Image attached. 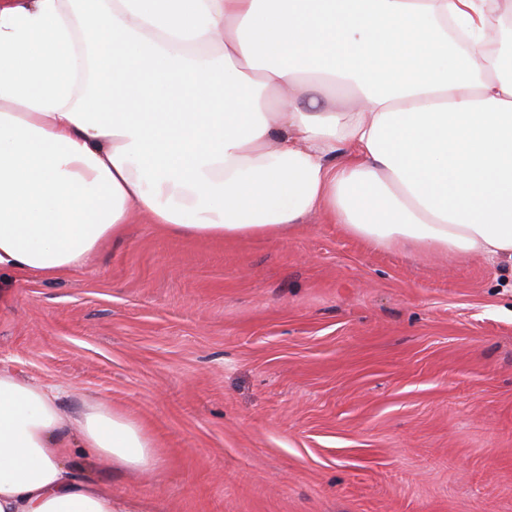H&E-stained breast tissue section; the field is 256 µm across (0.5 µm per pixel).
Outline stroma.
<instances>
[{
    "label": "stroma",
    "instance_id": "obj_1",
    "mask_svg": "<svg viewBox=\"0 0 512 512\" xmlns=\"http://www.w3.org/2000/svg\"><path fill=\"white\" fill-rule=\"evenodd\" d=\"M0 367L154 437L135 512H512V266L311 215L203 241L141 215L59 277L0 276Z\"/></svg>",
    "mask_w": 512,
    "mask_h": 512
}]
</instances>
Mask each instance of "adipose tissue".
Listing matches in <instances>:
<instances>
[{"instance_id": "adipose-tissue-1", "label": "adipose tissue", "mask_w": 512, "mask_h": 512, "mask_svg": "<svg viewBox=\"0 0 512 512\" xmlns=\"http://www.w3.org/2000/svg\"><path fill=\"white\" fill-rule=\"evenodd\" d=\"M512 263L503 0H0V270L80 267L133 214L201 240L311 213ZM156 466L106 403L0 370V512H132L75 449Z\"/></svg>"}]
</instances>
